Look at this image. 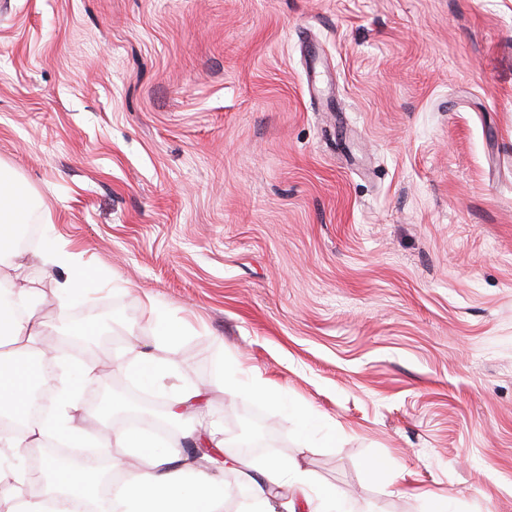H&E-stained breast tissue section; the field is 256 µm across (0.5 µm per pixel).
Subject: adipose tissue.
<instances>
[{
    "label": "adipose tissue",
    "mask_w": 512,
    "mask_h": 512,
    "mask_svg": "<svg viewBox=\"0 0 512 512\" xmlns=\"http://www.w3.org/2000/svg\"><path fill=\"white\" fill-rule=\"evenodd\" d=\"M19 251L0 239V281L12 295V306L0 308V419L13 421L9 432L0 431V501L7 512H68L78 498L94 512H112L110 499L121 500L124 512H224V489L209 471L197 470L193 482H185L177 467L179 441L162 452L142 451V466L119 486L112 498L102 495L104 479L99 470L81 469L45 456L38 467L28 469L10 462L12 449L39 448L45 439L77 436L72 426L73 402L68 394L55 398L54 413L28 423L35 360L46 357L50 344L38 310V292L10 274Z\"/></svg>",
    "instance_id": "obj_1"
}]
</instances>
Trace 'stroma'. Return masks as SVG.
<instances>
[{
	"instance_id": "35a3bbf8",
	"label": "stroma",
	"mask_w": 512,
	"mask_h": 512,
	"mask_svg": "<svg viewBox=\"0 0 512 512\" xmlns=\"http://www.w3.org/2000/svg\"><path fill=\"white\" fill-rule=\"evenodd\" d=\"M0 168L47 334L103 340L49 390L110 361L236 512H512V0H0ZM28 212V200L25 192L20 190L10 175L0 168V223L12 233Z\"/></svg>"
}]
</instances>
